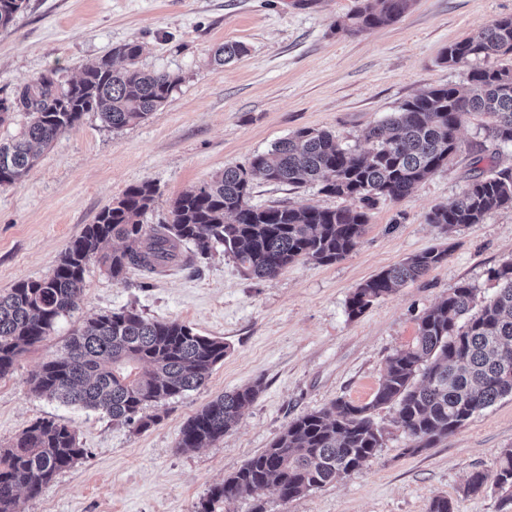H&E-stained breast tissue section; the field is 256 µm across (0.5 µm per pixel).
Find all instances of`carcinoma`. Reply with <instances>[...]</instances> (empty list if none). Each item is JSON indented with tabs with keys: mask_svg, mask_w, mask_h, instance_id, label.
Here are the masks:
<instances>
[{
	"mask_svg": "<svg viewBox=\"0 0 512 512\" xmlns=\"http://www.w3.org/2000/svg\"><path fill=\"white\" fill-rule=\"evenodd\" d=\"M411 2L362 0L336 27L360 32L389 25ZM24 8L25 0H0V27L9 26ZM243 52L241 44H226L216 51L215 61L222 65ZM141 53V45L129 42L86 67L65 88L50 70L12 97L1 98L0 124L15 112L28 113L30 120L20 136L0 141V186L21 181L37 163L39 149L86 112H96L107 126L120 129L147 120L167 104L181 78L141 69ZM114 56L123 60L122 66H114ZM501 56H512V16L448 46L444 61L450 67H469L467 86L432 87L405 101L367 132L368 149L346 148L326 130H298L180 195L165 224H142L158 198L156 185L143 181L128 187L70 243L52 275L20 281L0 293V376L77 306L92 258L119 283L131 269L148 278L160 274L181 261L182 247L188 245L193 246V264L221 245L245 276L259 280L276 277L300 258L317 264L344 259L365 232L368 208L381 198L403 199L461 151L459 129L467 115H488L492 138L512 144V68L482 65ZM255 170L264 182L316 183L325 195L349 198L358 206L255 205L252 191L260 181L252 176ZM508 207L512 168H494L488 176L473 177L451 204L432 209L427 222L452 234ZM114 239L122 246L104 250ZM448 252L447 245L428 248L359 284L348 300L349 316H360L373 302L426 275L448 259ZM491 277L500 288L480 311L472 312L474 288L461 283L420 317L415 343L388 359L371 401L356 405L340 398L292 420L268 448L214 487L200 512H220L244 494L259 496L267 489L285 488L293 500L352 474L381 447L382 434L372 415L384 406L396 407L397 423L415 453L512 395V374L503 373L504 362L512 364V261L492 270ZM465 315L467 321L458 325ZM227 351L223 340L198 335L177 320L151 321L134 309L110 312L77 326L65 356L46 360L31 378L30 389L146 430L155 423L144 414L150 403L203 386ZM260 389L257 382L211 400L184 424L178 447L193 450L222 439ZM85 456L69 425L33 423L0 449V512H19L21 496L35 497L54 475ZM490 485L510 492L507 501L512 502V448L502 450L494 475L474 473L467 492Z\"/></svg>",
	"mask_w": 512,
	"mask_h": 512,
	"instance_id": "obj_1",
	"label": "carcinoma"
}]
</instances>
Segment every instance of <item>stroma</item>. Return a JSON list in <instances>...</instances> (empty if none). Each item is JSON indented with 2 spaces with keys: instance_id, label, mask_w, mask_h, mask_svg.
Masks as SVG:
<instances>
[{
  "instance_id": "1",
  "label": "stroma",
  "mask_w": 512,
  "mask_h": 512,
  "mask_svg": "<svg viewBox=\"0 0 512 512\" xmlns=\"http://www.w3.org/2000/svg\"><path fill=\"white\" fill-rule=\"evenodd\" d=\"M360 0H26L0 28V98L41 73L61 81L111 55L141 45V68L181 83L148 120L119 130L94 112L58 135L20 182L0 187V291L48 277L85 225L132 185L153 182L159 197L142 219L168 221L173 201L229 166L245 163L296 130L331 131L366 148L365 135L399 106L435 86L462 85L467 67L441 60L449 44L512 15V0H413L395 23L352 33L338 28ZM246 46L228 64L213 63L226 43ZM488 116L469 115L464 149L399 201L378 200L357 248L331 265L306 260L272 279L243 275L216 247L200 268L174 265L140 287L90 261L74 310L0 377V447L39 420L67 423L87 454L60 471L21 512H198L212 487L262 451L292 420L337 398L365 403L386 362L411 346L418 319L457 284L474 289V309L496 293L490 271L512 260V208L462 227L448 258L417 281L352 318L355 287L408 256L443 242L426 216L451 203L469 177L512 167V145L491 141ZM254 204H312L335 209L345 198L260 182ZM136 309L154 321L177 320L224 339L228 352L199 389L150 404L148 429L104 413L35 395L29 380L65 352L73 329L98 314ZM260 384L239 424L219 441L177 447L184 424L217 396ZM396 410L374 414L381 448L351 475L290 501L263 492L267 512H428L445 497L455 512H512L501 492L466 490L474 472L495 473L512 448V396L496 401L434 447L409 452Z\"/></svg>"
}]
</instances>
